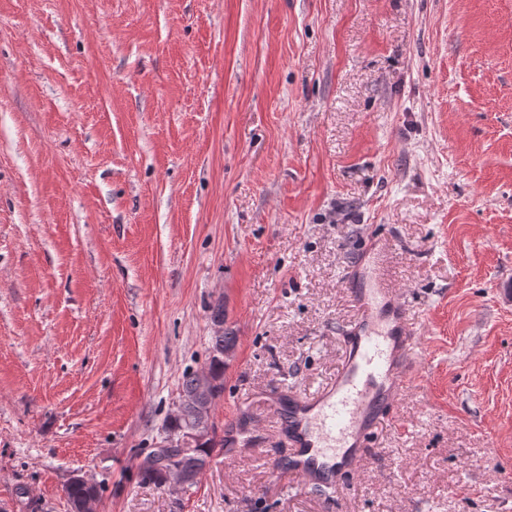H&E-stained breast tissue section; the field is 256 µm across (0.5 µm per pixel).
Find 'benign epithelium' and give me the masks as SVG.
I'll return each instance as SVG.
<instances>
[{
  "label": "benign epithelium",
  "mask_w": 512,
  "mask_h": 512,
  "mask_svg": "<svg viewBox=\"0 0 512 512\" xmlns=\"http://www.w3.org/2000/svg\"><path fill=\"white\" fill-rule=\"evenodd\" d=\"M215 381L208 371L198 373V380L194 389L188 394L181 395V403L188 404L194 408L198 421L196 425L188 431L184 437L176 438L173 435L164 438L158 448L157 455L162 457V462L167 464L165 467L164 483L171 484L180 489H188L193 486L194 477L183 470L168 463L165 456L174 450H187L195 447L197 444L210 438L212 434L209 423L211 416L210 402L214 390Z\"/></svg>",
  "instance_id": "7a95c632"
}]
</instances>
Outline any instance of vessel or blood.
I'll return each instance as SVG.
<instances>
[{"instance_id": "b4317fda", "label": "vessel or blood", "mask_w": 512, "mask_h": 512, "mask_svg": "<svg viewBox=\"0 0 512 512\" xmlns=\"http://www.w3.org/2000/svg\"><path fill=\"white\" fill-rule=\"evenodd\" d=\"M359 319L346 331L336 377L315 395L277 392L268 420L288 440L284 470L301 484L332 488L370 451L376 426L410 384L417 332L387 275V252L365 244L349 271Z\"/></svg>"}]
</instances>
